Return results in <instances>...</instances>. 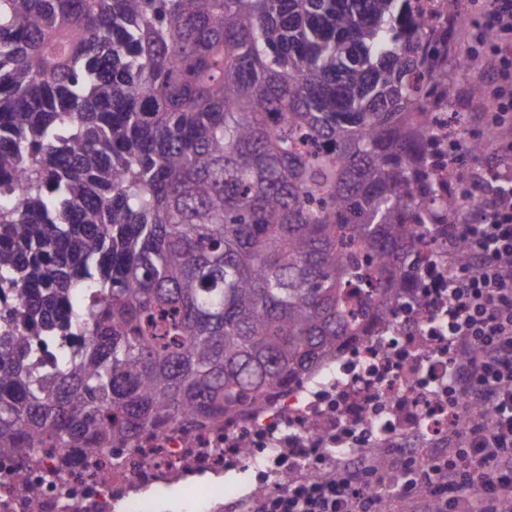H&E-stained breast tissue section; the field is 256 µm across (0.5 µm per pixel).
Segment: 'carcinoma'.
Returning a JSON list of instances; mask_svg holds the SVG:
<instances>
[{"mask_svg": "<svg viewBox=\"0 0 512 512\" xmlns=\"http://www.w3.org/2000/svg\"><path fill=\"white\" fill-rule=\"evenodd\" d=\"M461 13L0 0V455L217 425L419 304Z\"/></svg>", "mask_w": 512, "mask_h": 512, "instance_id": "obj_1", "label": "carcinoma"}]
</instances>
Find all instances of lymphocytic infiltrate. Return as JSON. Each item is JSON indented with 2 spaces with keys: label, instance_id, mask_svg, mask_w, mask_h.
<instances>
[{
  "label": "lymphocytic infiltrate",
  "instance_id": "f902f5d3",
  "mask_svg": "<svg viewBox=\"0 0 512 512\" xmlns=\"http://www.w3.org/2000/svg\"><path fill=\"white\" fill-rule=\"evenodd\" d=\"M470 5L483 7L493 33L470 40L466 52L489 73L496 127L512 115V0ZM492 152L495 165L466 177L481 208L452 227L470 256L448 271L454 391L466 408L447 455L422 465L405 460L392 473L372 462L336 477L294 480L258 499L255 512H376L394 489L421 503V512H512V139L496 137Z\"/></svg>",
  "mask_w": 512,
  "mask_h": 512
}]
</instances>
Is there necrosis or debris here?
Here are the masks:
<instances>
[{"mask_svg":"<svg viewBox=\"0 0 512 512\" xmlns=\"http://www.w3.org/2000/svg\"><path fill=\"white\" fill-rule=\"evenodd\" d=\"M420 296L421 306L398 313L384 335L358 338L270 406L217 426L174 422L65 469L63 448L1 456L0 512H154L155 501L173 487L204 475L215 506L229 500L235 512H252V496L224 480L246 463L241 443H250L247 462L264 474L276 475L287 460L306 481L324 477L325 459L350 462L370 447L446 445L453 379L446 290L430 277Z\"/></svg>","mask_w":512,"mask_h":512,"instance_id":"4bbe7bcc","label":"necrosis or debris"}]
</instances>
